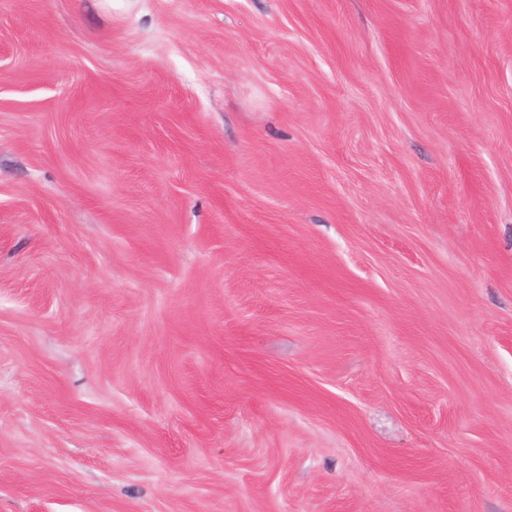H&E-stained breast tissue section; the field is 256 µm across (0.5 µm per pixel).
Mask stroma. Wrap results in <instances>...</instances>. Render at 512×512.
Here are the masks:
<instances>
[{"instance_id":"1","label":"stroma","mask_w":512,"mask_h":512,"mask_svg":"<svg viewBox=\"0 0 512 512\" xmlns=\"http://www.w3.org/2000/svg\"><path fill=\"white\" fill-rule=\"evenodd\" d=\"M0 512H512V0H0Z\"/></svg>"}]
</instances>
